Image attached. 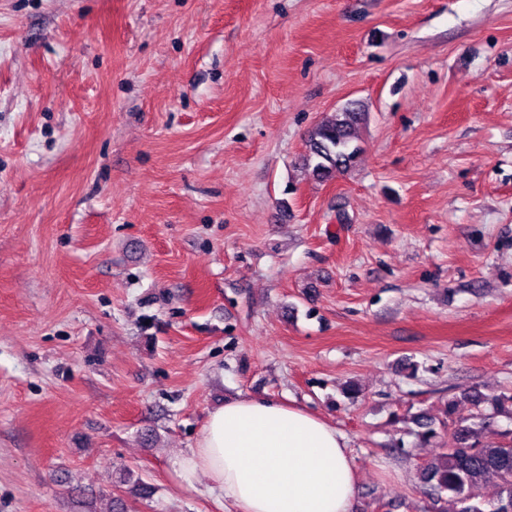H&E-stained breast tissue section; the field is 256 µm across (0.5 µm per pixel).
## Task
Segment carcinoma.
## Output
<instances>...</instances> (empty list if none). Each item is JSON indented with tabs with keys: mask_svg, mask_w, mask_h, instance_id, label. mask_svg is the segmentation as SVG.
I'll use <instances>...</instances> for the list:
<instances>
[{
	"mask_svg": "<svg viewBox=\"0 0 512 512\" xmlns=\"http://www.w3.org/2000/svg\"><path fill=\"white\" fill-rule=\"evenodd\" d=\"M366 113L348 104L314 127L307 134L302 165L321 182H327L355 165L362 153L358 129ZM459 401L443 403V428L454 425L448 446L419 471L433 508L431 512H506L512 506V440L498 443L484 441V425L463 426L458 417ZM434 419L418 420L421 447L439 438ZM498 483L495 498L486 500L480 490L488 479Z\"/></svg>",
	"mask_w": 512,
	"mask_h": 512,
	"instance_id": "obj_1",
	"label": "carcinoma"
}]
</instances>
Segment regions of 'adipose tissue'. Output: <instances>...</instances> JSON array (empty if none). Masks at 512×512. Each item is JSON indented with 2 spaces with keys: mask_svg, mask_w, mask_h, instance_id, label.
<instances>
[{
  "mask_svg": "<svg viewBox=\"0 0 512 512\" xmlns=\"http://www.w3.org/2000/svg\"><path fill=\"white\" fill-rule=\"evenodd\" d=\"M182 470L207 476L236 512H355L347 439L307 411L262 397L212 410Z\"/></svg>",
  "mask_w": 512,
  "mask_h": 512,
  "instance_id": "ef3b65f1",
  "label": "adipose tissue"
}]
</instances>
